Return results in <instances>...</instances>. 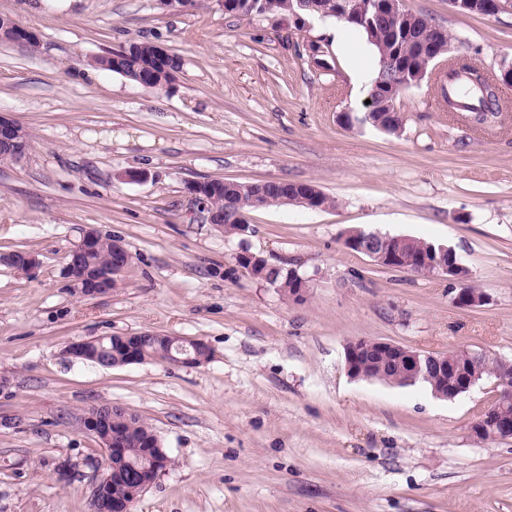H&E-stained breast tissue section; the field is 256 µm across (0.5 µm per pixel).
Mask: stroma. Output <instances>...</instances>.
Returning a JSON list of instances; mask_svg holds the SVG:
<instances>
[{"label": "stroma", "mask_w": 512, "mask_h": 512, "mask_svg": "<svg viewBox=\"0 0 512 512\" xmlns=\"http://www.w3.org/2000/svg\"><path fill=\"white\" fill-rule=\"evenodd\" d=\"M402 6L490 76L512 62L511 11ZM0 11L39 41L0 42V113L30 135L24 159L0 161V253L40 262L32 276L0 264V512H92L103 471L83 417L102 403L146 420L171 459L131 512H512V440L471 429L495 379L446 401L345 370L360 338L512 362V86L485 126L449 111L428 75L400 93L395 136L343 123L370 90L327 37L331 19L229 15L221 0L190 11L0 0ZM145 41L182 59L173 89L93 64ZM206 179L311 182L336 204L255 210L250 233L227 236L187 190ZM88 225L132 256L94 298L65 276ZM350 227L452 247L488 303L458 308L448 278L345 249ZM244 250L307 278L303 300L240 268ZM145 331L203 341L213 358L102 368L64 355L74 341Z\"/></svg>", "instance_id": "stroma-1"}]
</instances>
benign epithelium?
Wrapping results in <instances>:
<instances>
[{
	"label": "benign epithelium",
	"mask_w": 512,
	"mask_h": 512,
	"mask_svg": "<svg viewBox=\"0 0 512 512\" xmlns=\"http://www.w3.org/2000/svg\"><path fill=\"white\" fill-rule=\"evenodd\" d=\"M331 5L337 16L369 24V13L381 15L377 0H332ZM0 35L12 38V42L24 44L35 39V35L20 27L13 18L0 16ZM29 148V142L24 138V130L9 115L0 113V159L19 161L23 159ZM189 191L193 196L198 212L203 220L217 229L223 228L224 215L210 209L204 185L194 183ZM101 234L93 227L81 229L78 241L69 253L66 265V278L73 290L85 297H96L110 293L111 287L118 285V277L131 262V254L119 240H112V267L101 271L90 263L91 255L96 251ZM343 246L353 252L361 253L371 258L375 263L389 268H401L412 273L429 276L440 275L461 285L466 279V266L463 265L455 250L447 245H432L423 252L416 261L406 259L404 246L409 243L407 236L383 237L374 232L360 228L346 230L341 237ZM0 262L12 265L18 270L32 274L37 269L39 261L33 253L16 255L7 253L0 255ZM141 334L114 335V343L124 352L122 365L140 362L138 346ZM96 339H85L69 344L64 353L71 359L86 361L90 359L91 344ZM367 353L375 357L395 356L406 382H416L431 374L446 381L448 380V355L445 353H428L418 351L393 342L379 339H357L350 342L345 349V368L352 379L371 380L358 369V358ZM483 357H478L472 364L457 372L458 383L451 389L433 390L432 394L443 400H451L468 392L482 377ZM115 410H105L94 407L85 413L84 426L100 442L104 453L106 475L97 484L102 487L112 479V469L121 465L124 456V443L112 433V420ZM473 432L489 440L512 439V418H497L489 411H484L473 424ZM132 500H110L106 512H131L132 501L139 498L145 491L141 484H134Z\"/></svg>",
	"instance_id": "obj_1"
}]
</instances>
